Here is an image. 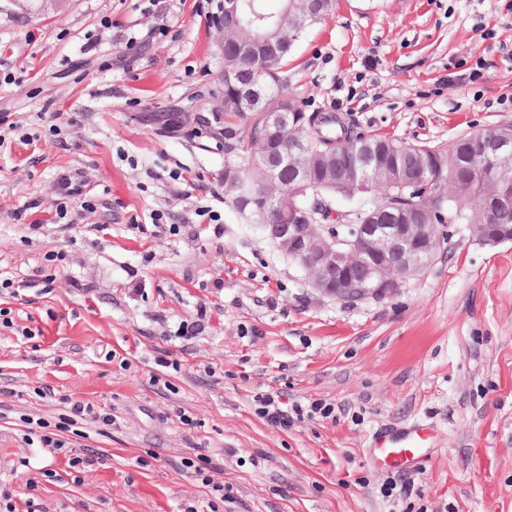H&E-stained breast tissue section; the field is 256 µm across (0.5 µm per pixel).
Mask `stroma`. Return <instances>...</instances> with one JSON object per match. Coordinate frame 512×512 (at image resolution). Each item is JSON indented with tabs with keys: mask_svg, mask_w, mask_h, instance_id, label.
<instances>
[{
	"mask_svg": "<svg viewBox=\"0 0 512 512\" xmlns=\"http://www.w3.org/2000/svg\"><path fill=\"white\" fill-rule=\"evenodd\" d=\"M215 9L0 0V486L16 512H512V243L461 224L391 298L313 294L225 205L223 138L144 119L219 110ZM284 70L307 111L446 146L512 123V0H336ZM261 393L335 415L281 430ZM76 400L112 425L24 443ZM413 419L434 448L404 478L365 447Z\"/></svg>",
	"mask_w": 512,
	"mask_h": 512,
	"instance_id": "35a3bbf8",
	"label": "stroma"
}]
</instances>
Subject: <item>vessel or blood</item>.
Wrapping results in <instances>:
<instances>
[{"label":"vessel or blood","mask_w":512,"mask_h":512,"mask_svg":"<svg viewBox=\"0 0 512 512\" xmlns=\"http://www.w3.org/2000/svg\"><path fill=\"white\" fill-rule=\"evenodd\" d=\"M426 423L416 419L404 424H386L372 435L368 453L376 463L390 468L414 467L430 455Z\"/></svg>","instance_id":"obj_1"}]
</instances>
